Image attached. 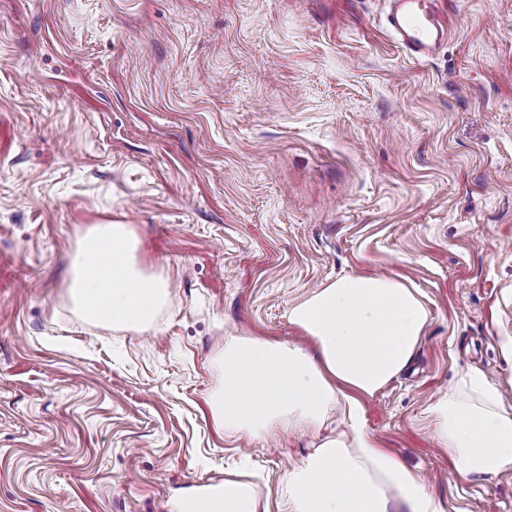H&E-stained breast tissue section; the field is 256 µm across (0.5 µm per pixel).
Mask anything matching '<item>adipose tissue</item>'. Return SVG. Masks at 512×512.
<instances>
[{
	"instance_id": "1",
	"label": "adipose tissue",
	"mask_w": 512,
	"mask_h": 512,
	"mask_svg": "<svg viewBox=\"0 0 512 512\" xmlns=\"http://www.w3.org/2000/svg\"><path fill=\"white\" fill-rule=\"evenodd\" d=\"M127 224H98L77 241L68 291L87 321L140 330L170 299L166 279L136 256ZM288 320L309 346L251 336L224 342V385L210 398L215 425L260 437L311 433V451L283 480L289 512H449L418 473L366 430L362 401L409 364L428 311L398 279L352 275L306 295ZM435 435L462 478L512 469V407L482 373H465L429 407ZM211 512H269L253 483L225 480Z\"/></svg>"
}]
</instances>
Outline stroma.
<instances>
[{
	"mask_svg": "<svg viewBox=\"0 0 512 512\" xmlns=\"http://www.w3.org/2000/svg\"><path fill=\"white\" fill-rule=\"evenodd\" d=\"M411 61L385 0H0V512H178L233 475L288 512L307 440L225 438L228 336L299 343L289 308L349 275L419 289L410 368L366 429L457 512L429 405L474 367L512 405V0H445ZM127 224L171 299L127 331L68 296L78 238Z\"/></svg>",
	"mask_w": 512,
	"mask_h": 512,
	"instance_id": "35a3bbf8",
	"label": "stroma"
}]
</instances>
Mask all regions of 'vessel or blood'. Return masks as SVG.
Returning <instances> with one entry per match:
<instances>
[{"label":"vessel or blood","mask_w":512,"mask_h":512,"mask_svg":"<svg viewBox=\"0 0 512 512\" xmlns=\"http://www.w3.org/2000/svg\"><path fill=\"white\" fill-rule=\"evenodd\" d=\"M386 27L416 61L433 55L448 41V15L440 0H388Z\"/></svg>","instance_id":"b4317fda"}]
</instances>
